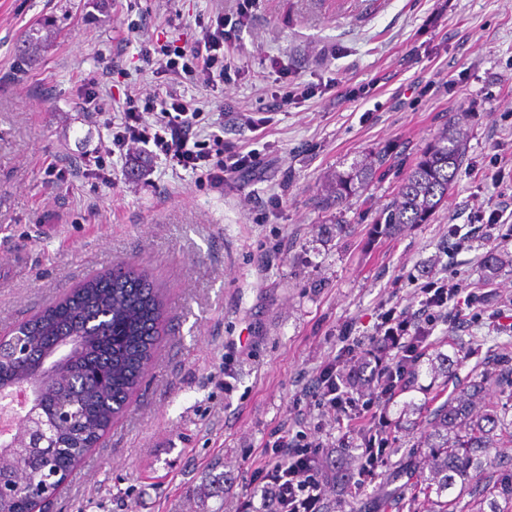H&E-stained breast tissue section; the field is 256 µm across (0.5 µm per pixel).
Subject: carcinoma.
Returning <instances> with one entry per match:
<instances>
[{"instance_id":"cac0c4a2","label":"carcinoma","mask_w":512,"mask_h":512,"mask_svg":"<svg viewBox=\"0 0 512 512\" xmlns=\"http://www.w3.org/2000/svg\"><path fill=\"white\" fill-rule=\"evenodd\" d=\"M464 129L444 126L422 149L420 159L405 173L397 197L375 225L423 224L447 199L448 186L461 163ZM391 148L336 174L318 203L341 205L372 179L388 161ZM164 299L138 269L131 266L85 280L55 306L22 324L25 354L20 359L0 352V387L24 379L48 378L40 409L47 416L66 409L55 432V447L40 444L38 432H22L15 447L0 456V502L10 512H33L28 495L18 486L41 487L52 475L66 480L87 446L104 436L114 412L127 405L151 359L160 334ZM82 337L81 349L64 367L50 374L42 369L45 352L56 341ZM494 382L512 388V355L503 352L495 366L429 413L424 466L411 475L424 501L437 496L436 512H458L463 493L485 479L492 487L468 504L470 512H512V470L492 472V449L512 442L509 406L488 402L477 406L485 386Z\"/></svg>"}]
</instances>
